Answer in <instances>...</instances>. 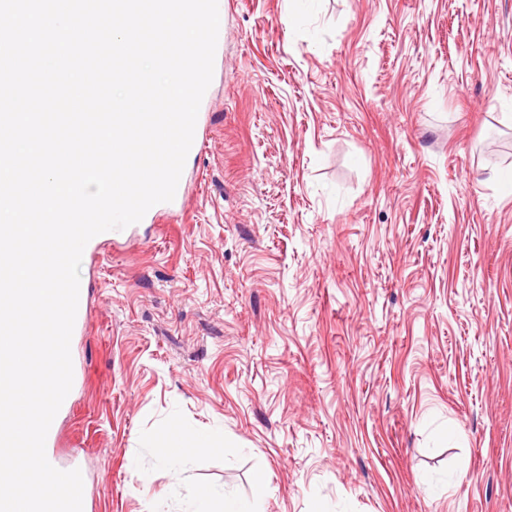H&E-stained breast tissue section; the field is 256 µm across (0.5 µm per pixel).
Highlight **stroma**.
Instances as JSON below:
<instances>
[{
	"label": "stroma",
	"instance_id": "1",
	"mask_svg": "<svg viewBox=\"0 0 512 512\" xmlns=\"http://www.w3.org/2000/svg\"><path fill=\"white\" fill-rule=\"evenodd\" d=\"M221 19L181 201L81 261L90 512H512V0ZM188 432L180 429L169 432L160 446V457L168 464L177 463L182 457L202 453L212 448L214 436L210 433H194L189 437L190 444L186 443ZM263 495L258 482L252 498H243L217 492L210 487H200L194 495V510L191 512H258L257 502Z\"/></svg>",
	"mask_w": 512,
	"mask_h": 512
}]
</instances>
